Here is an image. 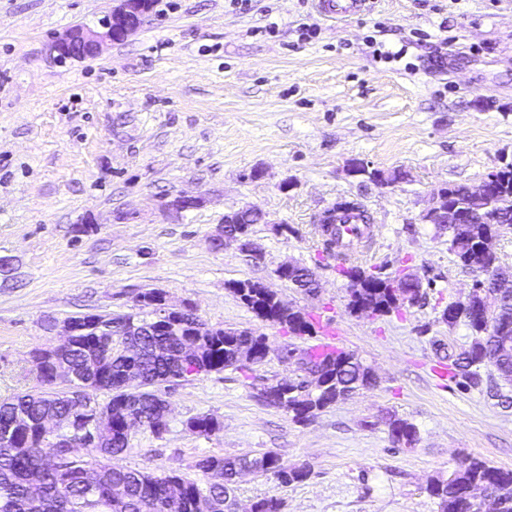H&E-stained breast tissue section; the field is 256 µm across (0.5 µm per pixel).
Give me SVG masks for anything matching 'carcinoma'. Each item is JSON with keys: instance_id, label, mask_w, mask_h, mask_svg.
<instances>
[{"instance_id": "cac0c4a2", "label": "carcinoma", "mask_w": 512, "mask_h": 512, "mask_svg": "<svg viewBox=\"0 0 512 512\" xmlns=\"http://www.w3.org/2000/svg\"><path fill=\"white\" fill-rule=\"evenodd\" d=\"M508 201L511 206L507 212L512 214V164L501 166L496 181L494 199L480 205L488 215H494L501 209V202ZM236 223L245 231H251L255 224L263 223L262 211L250 207L234 212ZM324 252L339 260L340 273L358 280L361 287L352 291L349 308L355 313L372 315L388 314L394 310L392 301L385 293L383 285L388 278L367 272L348 262V258L336 253L333 236L323 237ZM242 303L254 315H267L273 318L272 324L280 325L294 336L313 335V317L309 313L292 308H283L276 292L263 283L253 280H239L228 284ZM202 336L198 337L197 353L183 362L177 358L178 339L163 333L152 336H132L131 345L112 353L102 340L89 333L75 342L64 359L76 370L80 369L86 356L94 354L101 361L99 373L81 377L76 388L83 392V399L97 401V392L104 391L108 399L100 406L108 408L123 401L120 384L124 374L135 369L145 380L147 390L138 399L136 412L145 419V426L155 434H161L166 425L158 420L157 405L164 402L160 387L176 383L188 377L219 372L226 368H242L245 363L236 357V352L244 344H251L256 358L253 364L260 365L266 359V337L247 336L237 330L215 329L200 323ZM301 351L309 359L319 361V369L336 379V390L328 396L311 403L304 393H294L288 401L281 404L267 403L291 416L297 423H306L305 412L310 408L321 411L339 400L358 391L367 383V367L353 353L325 349L319 345L307 348L285 346L281 351L288 355ZM496 341L487 336L484 342L472 345L468 370L459 373L461 385L478 387L483 383L482 370L490 369L504 382L512 385V357L496 358ZM81 401L72 397L51 396L42 391L18 393L0 400V425L4 426L15 413L28 416L23 428L13 431L9 445H0V512H195L194 504L203 496L196 482L179 475L153 476L145 471L126 469L107 463H97L94 468L96 486L92 489L85 485L84 474L89 470V462L78 460L67 451H61L63 460L59 468L40 470L39 462L42 449L50 442L39 427L38 416L52 410L64 418L78 413ZM188 428L198 434L210 436L222 429L221 422L213 416H197L187 423ZM388 427L392 429L391 440L397 445L410 446L419 441L416 426L405 419L392 417ZM128 438L121 429L112 430L110 446L89 448L86 454L91 458H110L123 452ZM196 467L209 479L207 491L214 493L224 487L227 475L248 467L273 476L280 484L290 485L308 478L310 470L305 466L288 467L272 451L256 457H219L207 455L201 457ZM175 483L182 487L183 497L172 501L167 495V485ZM125 486L128 499L118 509L111 498L112 486ZM488 485L497 492L494 512H512V470L490 465L489 462L475 456L465 455L459 459L456 467L446 479H438L429 487V494L437 500L438 512H480V509L468 507L466 491L470 487Z\"/></svg>"}]
</instances>
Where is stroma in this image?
Here are the masks:
<instances>
[{"label":"stroma","instance_id":"stroma-1","mask_svg":"<svg viewBox=\"0 0 512 512\" xmlns=\"http://www.w3.org/2000/svg\"><path fill=\"white\" fill-rule=\"evenodd\" d=\"M111 7L0 0V399L41 389L32 354L59 342L48 321L134 313L138 294L160 289L207 326L266 336L271 352L170 387L166 430L135 427L113 464L202 488L205 455L271 450L309 468L288 486L241 477V512L269 497L283 512H438L426 487L460 456L512 470V386L463 390L445 358L472 337L440 311L475 275L422 220L433 189L479 184L512 160V0H372L341 23L316 0H154L124 41L53 60V37ZM353 159L405 178L350 175ZM181 193L208 203L167 213ZM344 196L371 216L360 265L432 281L425 299L382 316L349 310L350 282L319 260L314 224ZM246 206L269 218L252 228L258 255L214 249L225 214ZM289 260L315 270L317 295L276 276ZM246 279L315 315L316 335L295 340L257 319L228 287ZM329 337L375 370V387L306 424L258 400L294 374L280 348ZM202 415L221 431H191ZM393 415L417 427L416 445L392 443Z\"/></svg>","mask_w":512,"mask_h":512}]
</instances>
